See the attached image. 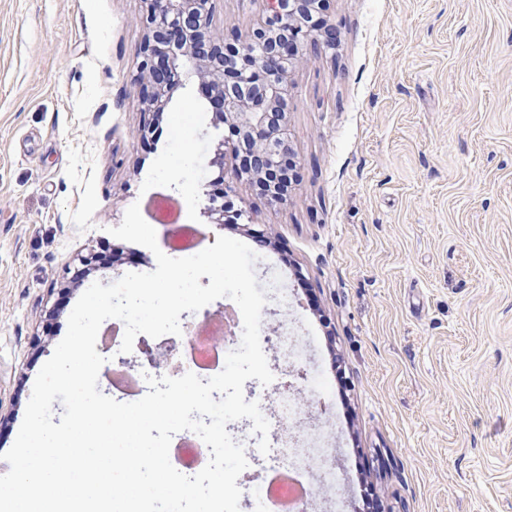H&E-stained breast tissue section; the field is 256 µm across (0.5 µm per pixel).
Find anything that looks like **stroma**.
Returning <instances> with one entry per match:
<instances>
[{"mask_svg":"<svg viewBox=\"0 0 512 512\" xmlns=\"http://www.w3.org/2000/svg\"><path fill=\"white\" fill-rule=\"evenodd\" d=\"M146 7L0 0V455L80 296L155 270L110 230L167 195L205 245L254 248L280 311L261 333L302 341L297 374L264 353L317 417L269 441L335 462V482L305 477L308 512H367L368 487L382 512H512V0H328L336 48L292 74L287 197L225 175L243 216L221 227L204 210L228 128L194 88L146 112ZM265 7L216 0L212 28L246 37Z\"/></svg>","mask_w":512,"mask_h":512,"instance_id":"stroma-1","label":"stroma"}]
</instances>
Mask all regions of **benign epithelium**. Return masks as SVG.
I'll use <instances>...</instances> for the list:
<instances>
[{
  "label": "benign epithelium",
  "mask_w": 512,
  "mask_h": 512,
  "mask_svg": "<svg viewBox=\"0 0 512 512\" xmlns=\"http://www.w3.org/2000/svg\"><path fill=\"white\" fill-rule=\"evenodd\" d=\"M146 2L140 47L146 110L161 114L178 89L197 86L230 130L210 161L219 169L212 185L224 184L229 155L235 178L265 185V196L278 200L275 186L293 171L288 137L292 71L303 50L336 48V28L317 17L326 0H270L269 15L256 22L247 40L230 48L211 30L214 0ZM176 354L173 341L144 339L132 357L118 358L116 369L172 367Z\"/></svg>",
  "instance_id": "benign-epithelium-1"
}]
</instances>
